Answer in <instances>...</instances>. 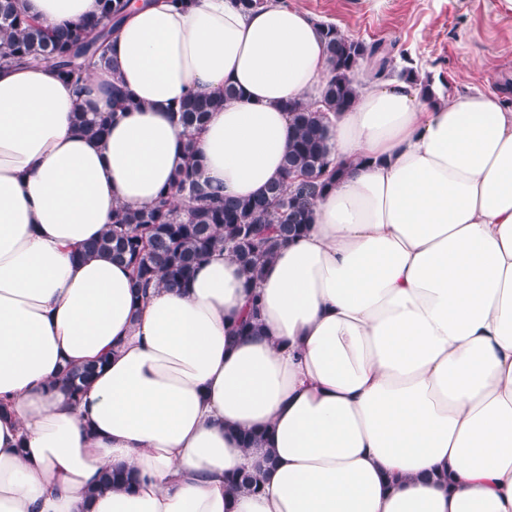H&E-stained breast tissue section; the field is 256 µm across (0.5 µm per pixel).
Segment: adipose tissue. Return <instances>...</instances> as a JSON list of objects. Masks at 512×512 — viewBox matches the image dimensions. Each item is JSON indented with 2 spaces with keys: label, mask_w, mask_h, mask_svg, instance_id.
<instances>
[{
  "label": "adipose tissue",
  "mask_w": 512,
  "mask_h": 512,
  "mask_svg": "<svg viewBox=\"0 0 512 512\" xmlns=\"http://www.w3.org/2000/svg\"><path fill=\"white\" fill-rule=\"evenodd\" d=\"M20 4L49 29L98 13ZM107 59L80 91L44 63L0 67V512H512L504 96L365 85L329 123L342 175L256 288L218 251L137 300L127 264L77 252L184 165L171 106L237 90L195 149L202 182L250 197L282 174L286 104L314 105L329 64L281 0H138ZM116 85L138 108L78 131ZM254 292L260 335L228 343ZM100 358L78 400L50 390ZM119 465L136 486L102 487ZM238 471L262 491L225 485Z\"/></svg>",
  "instance_id": "adipose-tissue-1"
}]
</instances>
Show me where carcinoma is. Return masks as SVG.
<instances>
[{
  "label": "carcinoma",
  "instance_id": "cac0c4a2",
  "mask_svg": "<svg viewBox=\"0 0 512 512\" xmlns=\"http://www.w3.org/2000/svg\"><path fill=\"white\" fill-rule=\"evenodd\" d=\"M130 0H99V15L91 20L68 22L49 30L27 16L18 0H0V26L10 35L0 39V64L21 65L46 62L67 79L78 82L92 65L107 62L105 47L115 27L127 13ZM331 69L322 88V107L313 109L300 102L286 105L293 130L284 161L282 179L250 198H226L212 193L198 175L194 137L206 123L209 112L236 96L231 87L217 98L194 94L184 98L172 115L183 137L187 164L172 178L171 190L182 197L180 207L163 194L148 208L119 205L112 211L109 229L85 250L106 254L132 268L134 298L152 285L181 288L195 268L211 253L224 249L239 264L247 280L255 282L278 251L307 231L313 222L315 200L333 186L340 168L332 157L326 113L349 109L360 93L355 74L362 63L386 71L392 48L377 41L353 40L332 23H320ZM400 78L407 84L433 93L430 76L405 69ZM111 112H75L73 124L83 134L101 138L116 113L137 103L116 86L112 90ZM261 303L251 299V313L229 339L260 334ZM98 363L63 370L58 384L72 398H80L84 385L94 375ZM132 476L122 468L106 470L101 485L128 486Z\"/></svg>",
  "mask_w": 512,
  "mask_h": 512
}]
</instances>
